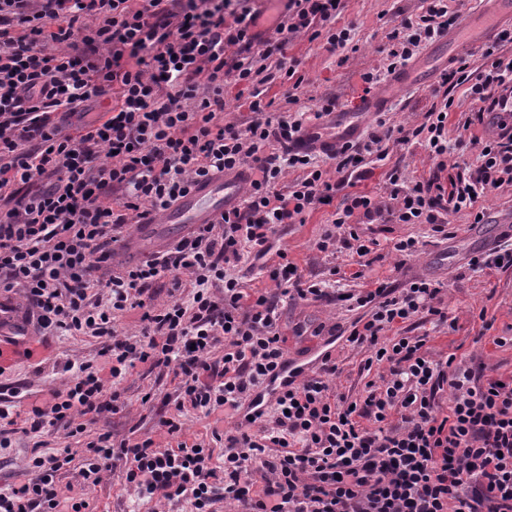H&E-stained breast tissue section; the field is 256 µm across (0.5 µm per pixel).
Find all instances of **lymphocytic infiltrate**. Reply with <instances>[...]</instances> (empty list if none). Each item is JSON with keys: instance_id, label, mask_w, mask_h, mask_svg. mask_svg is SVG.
Listing matches in <instances>:
<instances>
[{"instance_id": "lymphocytic-infiltrate-1", "label": "lymphocytic infiltrate", "mask_w": 512, "mask_h": 512, "mask_svg": "<svg viewBox=\"0 0 512 512\" xmlns=\"http://www.w3.org/2000/svg\"><path fill=\"white\" fill-rule=\"evenodd\" d=\"M251 0H0V292L20 291L43 336L103 339L111 382L83 364L62 387L48 389L25 419L30 432L65 431L82 437L71 448L33 455L23 479L0 487V512H85L88 503L61 495L62 472L77 468L91 488L121 473L137 499L164 508L217 512L235 503L242 512H512V376L475 370L448 355L430 356L426 336L395 333L420 314L448 321L443 286L426 278L402 287L379 284L346 293L357 316L347 340L371 349L365 368L382 366L361 396L335 392L331 356L290 387L259 429L213 433L211 442L180 440L181 422L158 425L176 446L153 439L113 441L92 432L104 413L123 404L114 382L136 364L178 377L176 407L211 413L240 410L250 392L285 362L279 302L296 294L321 301L323 284H302L286 251L274 248L278 228L302 224L318 207L333 206L331 226L316 241L320 252L356 242V222L426 224L448 234L451 214L486 215L476 200L496 185H512V125L496 136L472 138L474 174L442 180L448 120L454 105L442 97L423 121L402 130L400 143L421 141L436 169L408 179L403 168L385 174L388 201L346 191L345 176L367 157L384 158L392 130L376 131L337 149L336 176L297 143L308 125L335 110L328 97L315 108L284 96L277 116L262 88L278 76L303 83L284 66L299 36L325 39L329 51L352 48L350 29L336 25L342 0H286L274 32L258 39ZM448 0H426L424 12L401 19L388 34L387 72L405 66L456 22ZM477 69L444 71L445 85H466L483 119L512 86V29L488 45ZM248 90L246 124L224 116L226 82ZM107 96L111 108L71 135H59L56 114L72 115ZM248 170L241 204L213 224H195L161 256L124 264L101 276L125 225L174 205L194 182ZM287 193L274 187L288 172ZM276 254L271 293L250 294L234 269L243 259ZM169 278L187 297L151 306L155 284ZM131 307L144 322L134 334L114 320ZM224 462H215V443ZM265 470L252 481L253 463Z\"/></svg>"}]
</instances>
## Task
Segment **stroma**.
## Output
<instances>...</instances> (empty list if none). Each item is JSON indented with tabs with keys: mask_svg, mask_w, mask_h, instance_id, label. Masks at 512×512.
<instances>
[{
	"mask_svg": "<svg viewBox=\"0 0 512 512\" xmlns=\"http://www.w3.org/2000/svg\"><path fill=\"white\" fill-rule=\"evenodd\" d=\"M425 8L424 0H344V9L337 16V26L352 27L358 52L349 54L346 62H339L323 48L322 40L296 38L288 47L287 58L297 59L298 73L304 81L297 91L301 105H315L321 97L336 96L348 108L356 109L365 97L361 73L384 68L388 49L387 35L395 21L405 16H417ZM418 61L428 62L431 75L427 80L398 88L386 110L391 125L410 126L420 123L423 115L434 103L432 90L437 86L444 63L431 61L429 50H422ZM405 168L411 178L428 176L431 165L423 145H406L389 142L388 156L384 161L367 164L365 179L358 181L357 190L377 197L386 194L385 173L393 165ZM484 209L487 221L474 223L469 212L451 216L454 235L441 240L433 238L425 224H362L358 227L361 240H375L376 245L365 259V266H358L357 254L344 244H337L336 252L327 255L318 252L314 241L332 221V208L322 207L310 213L305 223L283 226L275 245L287 252L297 264L303 280L327 282L334 295L333 302H311L282 298V319L279 330L286 337L288 355L303 359L309 353L327 349L335 360L338 371L330 383L337 391L361 394L366 382L377 380L376 371L364 368L367 349L357 348L345 339L330 340L328 335H296V325H318L348 328L355 314L341 302V294L365 288L368 280H380L397 287L414 277H425L444 284L449 318L455 327L438 325L427 315H419L405 323L407 335H428L429 351L434 358L456 355L457 359L476 366L485 364L496 367L500 374L512 375V346L499 347L493 339L506 335L512 326V267L471 270L468 259L475 253H492L500 241L504 225L512 224V187L502 186L491 190L477 202ZM415 236L422 246L413 256L401 259L393 252L397 239ZM363 271V278H355V271ZM490 322V330H483V322ZM41 342L49 353L41 360L19 358L5 372L0 373V397L14 404L12 417L23 423L30 402L42 389L66 383L70 377L67 364L97 362L101 339L81 336H45ZM123 411L107 413L101 418V429L111 432L114 441L152 437L168 443L158 426L159 410L174 412L176 382L172 374H162L137 366L118 386ZM183 440H210L212 431L234 432L238 415L222 413L204 416L203 413L185 409L180 413ZM12 444L0 448V485L19 480L34 450L49 454L69 446L82 447L79 438L64 434H24L11 437ZM60 484L71 487L74 496L88 502L86 512H147L148 507L126 491L120 476H112L101 485L82 490L74 472L61 475Z\"/></svg>",
	"mask_w": 512,
	"mask_h": 512,
	"instance_id": "obj_1",
	"label": "stroma"
}]
</instances>
